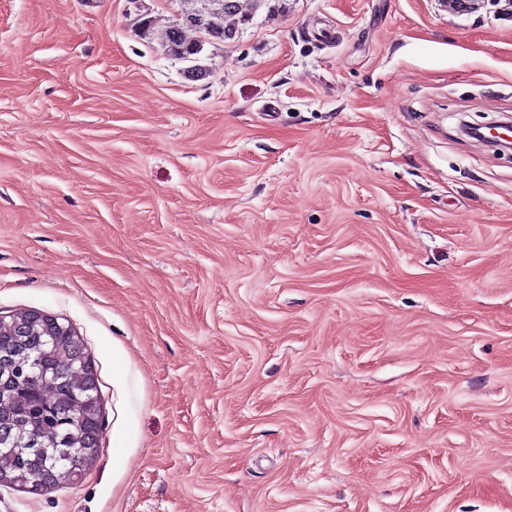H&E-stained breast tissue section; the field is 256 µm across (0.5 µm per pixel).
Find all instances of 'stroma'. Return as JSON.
I'll return each instance as SVG.
<instances>
[{"instance_id":"35a3bbf8","label":"stroma","mask_w":512,"mask_h":512,"mask_svg":"<svg viewBox=\"0 0 512 512\" xmlns=\"http://www.w3.org/2000/svg\"><path fill=\"white\" fill-rule=\"evenodd\" d=\"M504 7L278 0L195 74L179 0H0V316L103 418L0 512H512Z\"/></svg>"}]
</instances>
